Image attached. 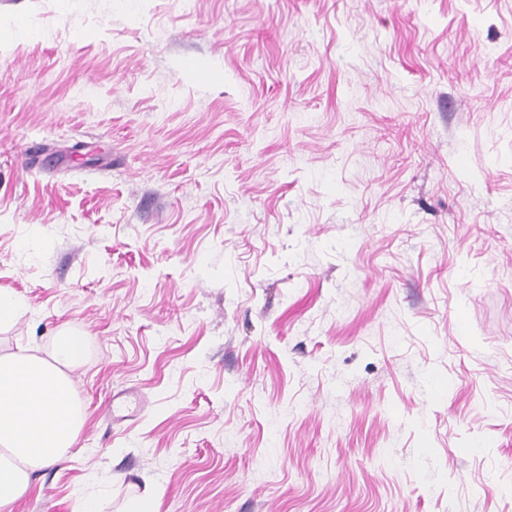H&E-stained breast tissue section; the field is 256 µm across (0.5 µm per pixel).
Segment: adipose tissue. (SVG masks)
<instances>
[{
    "label": "adipose tissue",
    "instance_id": "adipose-tissue-1",
    "mask_svg": "<svg viewBox=\"0 0 512 512\" xmlns=\"http://www.w3.org/2000/svg\"><path fill=\"white\" fill-rule=\"evenodd\" d=\"M86 338L60 334L48 357L0 355V512H15L31 476L70 454L85 420L68 372L84 362Z\"/></svg>",
    "mask_w": 512,
    "mask_h": 512
}]
</instances>
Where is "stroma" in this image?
Wrapping results in <instances>:
<instances>
[{
    "mask_svg": "<svg viewBox=\"0 0 512 512\" xmlns=\"http://www.w3.org/2000/svg\"><path fill=\"white\" fill-rule=\"evenodd\" d=\"M1 288L16 512H512V0H0ZM86 336L60 334L48 358L0 355V511L15 512L31 475L70 454L85 420L66 373L84 362Z\"/></svg>",
    "mask_w": 512,
    "mask_h": 512,
    "instance_id": "1",
    "label": "stroma"
}]
</instances>
